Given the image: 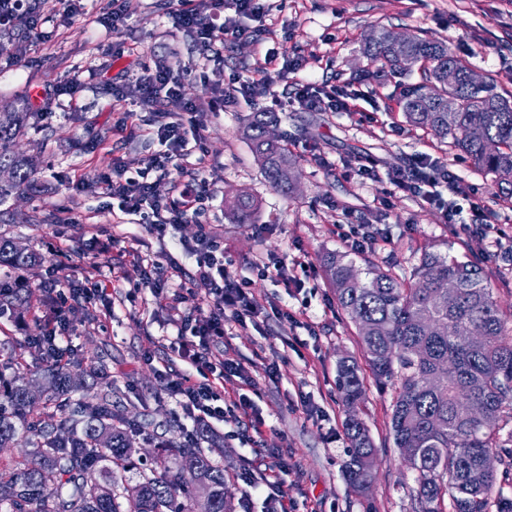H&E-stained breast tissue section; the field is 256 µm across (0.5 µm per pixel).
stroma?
<instances>
[{
    "label": "stroma",
    "mask_w": 512,
    "mask_h": 512,
    "mask_svg": "<svg viewBox=\"0 0 512 512\" xmlns=\"http://www.w3.org/2000/svg\"><path fill=\"white\" fill-rule=\"evenodd\" d=\"M177 0H120L127 27L107 34L109 0H91L89 17L63 14L60 0H46L54 19L42 27L43 40L28 47L15 65L0 66V110L23 106L26 96L80 78L76 108L52 106L34 113L20 139L22 149L40 152L36 192L11 199L14 215L4 230L21 246L43 257L36 270L24 273L34 284V307L0 317V342L25 343L37 332L46 306L40 284L55 278L61 263L92 266L108 284V300L86 304L68 301L69 345L79 356L102 365V381L117 387L124 402L147 414L164 438L184 439L192 420L179 417L175 397L161 388L165 371L184 374L192 368L181 358L182 340L167 320L170 294L196 267L193 258L174 248L177 239L191 240L200 225L224 230L228 271L248 280L264 309L247 327L230 324L224 344L230 357L253 376L254 385L226 393L234 411L211 427L224 437L218 460L226 489L237 512H266L263 495L245 496L240 477L250 463L253 478L266 474L264 449H283L288 467L278 482L296 512H409L414 473L403 461L390 435L393 392L366 379L359 415L378 450L372 488L364 495L350 490L343 478L348 459L347 409L337 389V365L345 356L360 357V338L336 305L320 258L343 249L342 227L370 225L378 241L367 257L391 266L409 279L422 250L452 251L479 260L504 312L512 311V254L493 255L477 244L462 247V237L441 213L420 198L397 191L385 178L388 166L420 155L453 171L460 183L475 188L490 223L512 235V200L497 197L490 175L477 171L462 154L427 129L408 125L395 79L379 76L364 54L374 29L394 31L447 44L500 90L512 93V9L504 0H265L264 34L243 39L224 51V59L200 69L201 49L193 38L173 27ZM286 47L281 71L270 72L264 54L272 42ZM174 55L187 68L181 90L185 98H205L235 76L266 81L256 101L225 103L205 118L203 175L211 194L203 211L160 241L142 224H118L112 200L99 194L96 181L115 167L136 171L158 145L147 133L131 137L122 129L126 113L149 124L151 112L134 100L114 104L117 88L131 80L143 64ZM316 79L363 94L353 112L300 110L289 98L298 84ZM273 112L277 134L295 146L297 168L291 193L265 179L250 144L241 136L246 115ZM325 165L311 161V154ZM370 155L383 176L358 177L359 156ZM83 177L85 189L73 186ZM247 192L259 203L252 223H236L224 201ZM115 238L109 251L98 239ZM170 254L182 270L170 278L166 293L152 295L142 284L132 256L137 245ZM282 260L301 285L287 289L257 266ZM276 364L278 376L264 368ZM247 399L248 408L237 405ZM263 419L261 434L240 436L242 415Z\"/></svg>",
    "instance_id": "35a3bbf8"
}]
</instances>
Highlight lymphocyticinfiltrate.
<instances>
[{
    "instance_id": "obj_1",
    "label": "lymphocytic infiltrate",
    "mask_w": 512,
    "mask_h": 512,
    "mask_svg": "<svg viewBox=\"0 0 512 512\" xmlns=\"http://www.w3.org/2000/svg\"><path fill=\"white\" fill-rule=\"evenodd\" d=\"M234 13L223 22H215L214 12L222 0H179L172 13L175 29L192 34L202 47V57L211 62L222 58L227 43L253 37L251 21L261 19L265 10L260 0H232ZM40 0H0V30L36 31L44 24ZM182 70L166 60L144 65L133 81L119 88L116 98H134L153 112V134L160 148L147 157L136 176L117 171L115 178L103 177L97 183L104 194L116 199L119 211L137 217L157 239L199 214L210 196L208 184L199 173L205 165L204 139L206 113L215 111L217 102L207 97L185 100L179 90ZM292 103L301 109L328 107L333 112H353L352 97L326 89L314 80L296 89ZM188 166L189 178L178 197L165 191L170 167ZM391 184L400 191L420 198L444 212L448 223L459 234L478 242L499 246L497 230L488 224L484 209L475 201L472 189L461 186L446 167L418 157L406 165L393 166L388 172ZM182 250L194 257L196 271L190 285L178 293L168 307V320L183 331L190 341L184 355L195 368V376L170 372L162 377L163 391L177 397L184 417L196 422L220 419L224 407L218 397L226 389L251 383L248 369L236 359L226 357L224 336L228 323L246 326L260 313L245 281L229 273L224 265L223 238L213 228H201L193 241H181ZM205 297L208 312L189 321L185 308L198 297Z\"/></svg>"
}]
</instances>
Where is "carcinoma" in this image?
I'll list each match as a JSON object with an SVG mask.
<instances>
[{
  "label": "carcinoma",
  "mask_w": 512,
  "mask_h": 512,
  "mask_svg": "<svg viewBox=\"0 0 512 512\" xmlns=\"http://www.w3.org/2000/svg\"><path fill=\"white\" fill-rule=\"evenodd\" d=\"M382 28L371 31L366 53L389 76L417 82L400 84L410 124L449 138L472 165L493 177L497 194L512 198V95L490 79L480 88L469 82L471 67L448 46L420 37L393 45ZM453 80H448V75ZM31 113L0 112V223L7 199L36 189L38 160L8 144L28 126ZM274 112H253L242 133L268 181L293 189L288 174L297 159L280 140L267 137L277 124ZM246 224L257 201L241 192L224 202ZM40 257L0 235V315L22 304L11 273L31 270ZM350 255L333 251L323 258L336 303L360 336L362 355L380 385L394 391L391 434L394 446L414 472L411 512H512V498L495 491L498 471L482 468L484 457L503 453L512 467V430L499 420L512 416V325L498 304L484 270L475 260L426 249L411 282L374 262L350 271ZM448 363V374L439 372ZM72 352L56 353L27 342L24 350L0 349V449L19 432L31 450L7 466L0 464V512H236L225 489L224 467L200 448L219 447L205 423L184 442L156 440L138 417L112 400V387L82 385L72 377ZM338 387L351 412L346 421L349 459L344 479L363 494L377 464L376 448L356 408L364 395L358 364L339 362ZM415 440L408 449L405 439ZM155 442L149 466L134 460L136 440ZM137 472L138 494L128 495L126 474ZM208 484L195 501V482Z\"/></svg>",
  "instance_id": "carcinoma-1"
}]
</instances>
